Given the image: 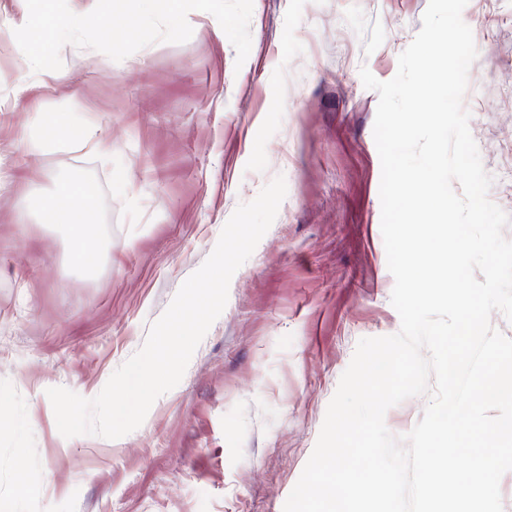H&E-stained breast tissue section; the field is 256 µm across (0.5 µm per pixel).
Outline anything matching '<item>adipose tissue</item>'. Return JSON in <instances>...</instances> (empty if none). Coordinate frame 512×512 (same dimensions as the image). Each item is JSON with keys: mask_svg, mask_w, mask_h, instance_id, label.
Returning a JSON list of instances; mask_svg holds the SVG:
<instances>
[{"mask_svg": "<svg viewBox=\"0 0 512 512\" xmlns=\"http://www.w3.org/2000/svg\"><path fill=\"white\" fill-rule=\"evenodd\" d=\"M41 132L34 136V145H41L45 140L58 136H67L75 139L88 150L104 154L108 151L105 140L89 128H75L64 124L55 114H42L40 120ZM88 206L86 188L81 180L69 181L57 199L48 201L47 207L54 213V223L67 226L70 233V255L74 264H87L90 254L96 245V239L87 225L77 223L76 218L80 211Z\"/></svg>", "mask_w": 512, "mask_h": 512, "instance_id": "1", "label": "adipose tissue"}]
</instances>
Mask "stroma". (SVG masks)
<instances>
[{"label":"stroma","instance_id":"35a3bbf8","mask_svg":"<svg viewBox=\"0 0 512 512\" xmlns=\"http://www.w3.org/2000/svg\"><path fill=\"white\" fill-rule=\"evenodd\" d=\"M428 0H253L251 50L192 11L185 43L122 61L64 46L52 88L20 59L26 0H0V499L14 512H283L360 339L392 335L378 104ZM492 57L464 106L488 196L512 205V0H468ZM44 112L92 127L30 157ZM79 177L100 247L75 267L42 204ZM287 194L234 273L180 383L110 440L63 437L48 388L92 398L143 345L238 205ZM32 495L16 497L18 473Z\"/></svg>","mask_w":512,"mask_h":512}]
</instances>
